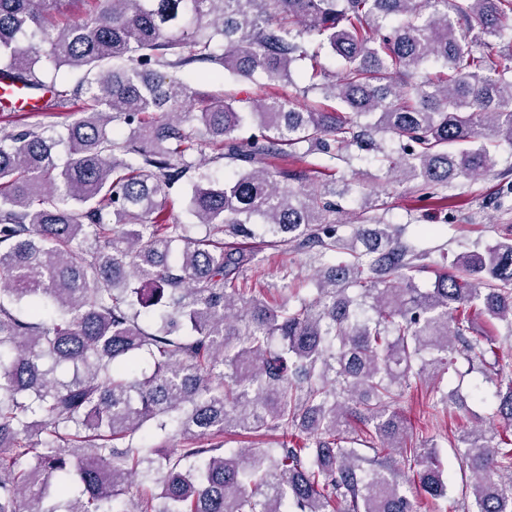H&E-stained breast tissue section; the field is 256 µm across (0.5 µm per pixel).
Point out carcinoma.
I'll use <instances>...</instances> for the list:
<instances>
[{
    "label": "carcinoma",
    "instance_id": "obj_1",
    "mask_svg": "<svg viewBox=\"0 0 512 512\" xmlns=\"http://www.w3.org/2000/svg\"><path fill=\"white\" fill-rule=\"evenodd\" d=\"M58 2L0 0V72L65 110L62 134H0V512H415L400 461L445 495L435 447L408 445L392 403L454 354L499 360L469 314L512 336V236L423 290L429 252L377 214L378 194L270 159L371 157L386 185L426 199L492 172L490 147L512 144V0H91L63 27L45 18ZM45 62L80 78L59 88ZM196 62L336 108L265 95L244 112L226 93L196 113L163 73ZM251 118L258 131L240 135ZM208 149L233 169L216 188L190 160ZM192 172L200 238L159 200ZM354 195L345 245L331 216ZM226 232L349 258L325 266L313 301L270 306L235 287L256 253L224 249ZM486 381L502 427L456 439L476 476L464 512H512V380ZM238 431L279 439L225 448ZM172 432L183 447L148 443ZM149 476L157 491L132 498Z\"/></svg>",
    "mask_w": 512,
    "mask_h": 512
}]
</instances>
